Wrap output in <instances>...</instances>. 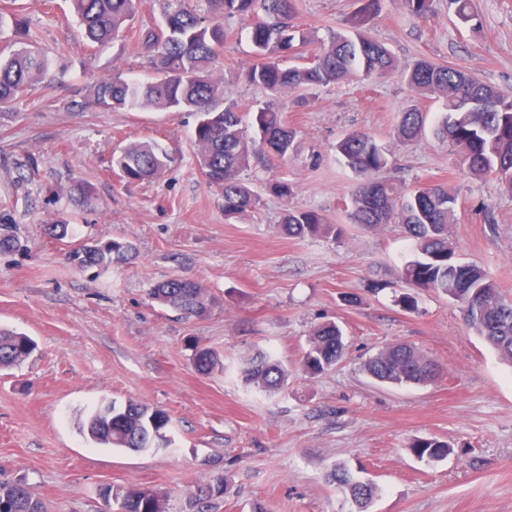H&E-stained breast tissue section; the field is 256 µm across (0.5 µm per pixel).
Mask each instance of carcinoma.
Returning a JSON list of instances; mask_svg holds the SVG:
<instances>
[{"mask_svg": "<svg viewBox=\"0 0 512 512\" xmlns=\"http://www.w3.org/2000/svg\"><path fill=\"white\" fill-rule=\"evenodd\" d=\"M296 0H207L214 17L248 16L252 23L248 37L253 63L246 71L250 83L273 95L305 87L340 84L345 80L384 75L397 67L392 53L364 34V28L379 10L380 0H358L359 8L348 19L349 33H338L322 46L311 66L286 67L283 59L294 55L308 37L291 20ZM78 21L92 43L103 44L116 36L134 14L135 0H70ZM458 21L476 20L474 0H448ZM403 7L423 18L435 9V0H403ZM224 29L207 24L198 14L181 9L165 16L164 27L144 34L151 52L150 63L160 78L151 81L107 78L89 90L91 102L104 111L146 109L192 112L197 122L192 141L197 149L198 167L209 186L224 200L228 220L252 211L258 197L240 178L251 159L260 155L281 161L293 148L296 131L283 119L280 106L266 102L258 109L255 123L259 138H250L242 127L237 105L224 99V78L216 73V62L224 45ZM36 35L26 32L29 46L0 55V105L15 101L29 87L45 77L51 58L34 47ZM408 85L419 95L441 100L443 116L434 134L448 142L457 162L471 175L492 174L512 190V92L503 91L471 73L417 61L406 73ZM426 118L416 108L402 113L397 137L413 141L425 130ZM336 152L359 178L352 196L350 220L368 229L385 224L403 225L414 259L408 261L401 279L415 288H431L455 303L465 325L512 366V299L480 266L455 258L452 227L457 223V195L446 186L418 187L405 194L379 173L390 163L388 151L362 131H352L336 143ZM173 162L157 142L134 141L113 155V163L128 183L159 178ZM280 230L294 238L325 236L335 240L341 227L329 223L315 211L286 210ZM133 247L128 241L113 240L105 246H81L68 259L78 267L120 264L129 259ZM152 300L179 312L185 318L206 316L215 299L200 282L170 278L150 289ZM35 342L27 335L0 327V371L30 358ZM345 343L334 322L315 326L308 336L301 370L314 377L335 367L343 358ZM196 370L207 375L224 369L220 354L198 348ZM363 372L371 379L391 385H421L432 382L440 366L421 349L407 344L388 345L366 359ZM245 382L269 394L288 388L292 371L273 355L258 352L244 360ZM169 416L162 410L130 401L122 407L110 402L100 406L81 423L80 431L94 444L134 452L167 448L171 439L165 430ZM411 452L419 459L437 462L451 452L450 445L437 438L412 441ZM330 482L348 491L364 509L377 494L371 481L356 477L336 465ZM229 489L220 477L198 488L188 502V512H213L215 504ZM120 512H167L165 495L137 488L107 489ZM0 512H45L42 500L23 479L0 481Z\"/></svg>", "mask_w": 512, "mask_h": 512, "instance_id": "obj_1", "label": "carcinoma"}]
</instances>
